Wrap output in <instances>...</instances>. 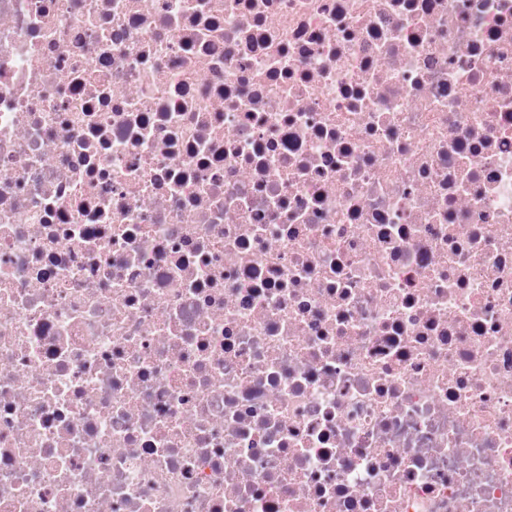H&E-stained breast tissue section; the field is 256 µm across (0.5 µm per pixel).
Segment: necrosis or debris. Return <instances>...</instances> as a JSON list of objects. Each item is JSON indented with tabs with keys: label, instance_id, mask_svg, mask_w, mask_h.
Masks as SVG:
<instances>
[{
	"label": "necrosis or debris",
	"instance_id": "1",
	"mask_svg": "<svg viewBox=\"0 0 512 512\" xmlns=\"http://www.w3.org/2000/svg\"><path fill=\"white\" fill-rule=\"evenodd\" d=\"M0 512H512V0H0Z\"/></svg>",
	"mask_w": 512,
	"mask_h": 512
}]
</instances>
